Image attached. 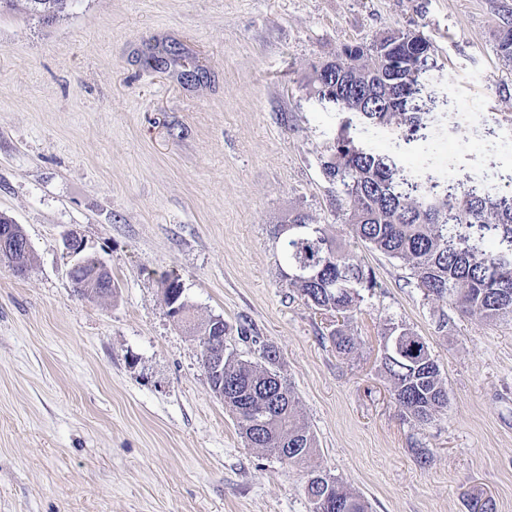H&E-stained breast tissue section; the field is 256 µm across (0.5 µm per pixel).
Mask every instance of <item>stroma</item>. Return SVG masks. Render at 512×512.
Wrapping results in <instances>:
<instances>
[{
  "instance_id": "1",
  "label": "stroma",
  "mask_w": 512,
  "mask_h": 512,
  "mask_svg": "<svg viewBox=\"0 0 512 512\" xmlns=\"http://www.w3.org/2000/svg\"><path fill=\"white\" fill-rule=\"evenodd\" d=\"M507 19L512 0H71L50 22L18 0L0 14V214L32 248L24 273L0 263V512H312L313 468L368 512H512V320L461 315L353 241L320 170L344 115L306 89L345 44L424 34L445 97L476 120L432 127L404 163L420 153L440 178L503 192ZM169 47L176 60L152 67ZM298 212L375 273L352 355L329 338L334 316L286 296L273 228ZM72 232L112 296L74 291ZM169 276L190 322L234 327L227 350L278 348L309 460L245 445L169 312ZM393 326L423 337L448 389L424 425L381 370Z\"/></svg>"
}]
</instances>
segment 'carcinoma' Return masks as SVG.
<instances>
[{
  "instance_id": "carcinoma-1",
  "label": "carcinoma",
  "mask_w": 512,
  "mask_h": 512,
  "mask_svg": "<svg viewBox=\"0 0 512 512\" xmlns=\"http://www.w3.org/2000/svg\"><path fill=\"white\" fill-rule=\"evenodd\" d=\"M69 0H27L31 12L50 20ZM497 53L512 61V24L500 30ZM328 78L320 69L308 83L309 94L343 112L350 98L361 102L329 142L321 160L325 180L336 190V201L353 237L401 261L410 279L427 297L446 300L464 315L486 321L512 320V190L496 196L462 180L441 181L432 175L414 178L396 156L365 148L356 137L357 125L391 128L407 151L426 139L435 101L419 92L398 104L382 91L383 76L409 81L411 71L369 74L371 90L328 87L340 84L336 65L327 62ZM301 228L275 229L287 265L286 287L310 306L348 320L358 310L363 293L377 287L372 271L354 254L335 243L322 225L303 213L288 219ZM75 272L88 297L102 296L101 263L80 255ZM179 278L166 280V303L176 301L188 312ZM337 352L350 355L356 340L338 327L330 334ZM277 347L265 343L254 362L224 353L223 365L207 374L212 392L235 415L238 433L247 447L281 456L295 449L296 461L313 453L315 436L301 418L298 397L278 371ZM382 367L398 405L417 423L430 421L448 405V391L426 341L408 329L392 327L383 336ZM336 512H367L360 496L333 480Z\"/></svg>"
}]
</instances>
